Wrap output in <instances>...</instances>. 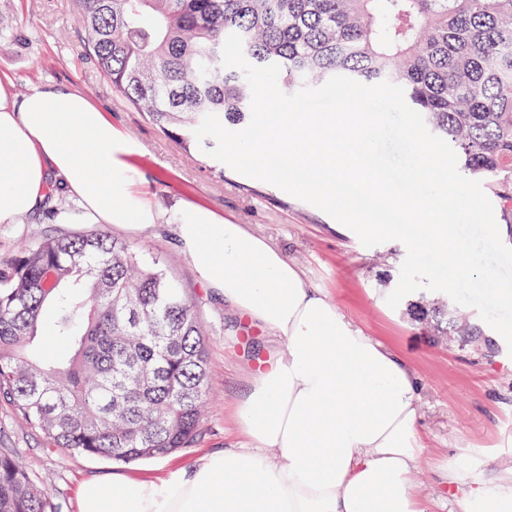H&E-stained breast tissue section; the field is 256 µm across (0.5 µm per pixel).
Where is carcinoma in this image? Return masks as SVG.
Listing matches in <instances>:
<instances>
[{
    "mask_svg": "<svg viewBox=\"0 0 512 512\" xmlns=\"http://www.w3.org/2000/svg\"><path fill=\"white\" fill-rule=\"evenodd\" d=\"M87 50L122 96L198 145L209 113L251 120L242 72L222 66L235 33L255 66H280L293 94L336 75L390 81L455 150L512 229V0H77ZM450 336L482 327L443 313ZM50 325L63 348L45 353ZM209 334L196 302L104 230L57 235L0 257V397L58 448L131 463L194 441ZM0 512H56L0 450Z\"/></svg>",
    "mask_w": 512,
    "mask_h": 512,
    "instance_id": "1",
    "label": "carcinoma"
}]
</instances>
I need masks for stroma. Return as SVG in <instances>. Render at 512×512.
<instances>
[{
	"mask_svg": "<svg viewBox=\"0 0 512 512\" xmlns=\"http://www.w3.org/2000/svg\"><path fill=\"white\" fill-rule=\"evenodd\" d=\"M0 20L6 25L0 32V76L12 78L15 95L55 85L80 90L113 125L140 143L138 166L151 199L162 206L177 199L201 202L231 223L265 237L366 335L414 364L421 380L420 427L429 443L414 473L422 498L438 501L439 512H463L459 497L442 476L441 463H468L491 482L512 465V350L491 328L486 329L482 346H449L447 338L412 315L406 303L394 308L382 303V296L399 280L407 255L402 242L365 247L352 230L333 228L332 217L320 209L216 164L203 150L161 130L126 102L89 59L76 0H0ZM52 200V208L32 223L0 225V256L49 236L82 232V225L63 224L57 217L58 212L74 209V202L60 194ZM109 232L144 254L162 255L182 293L201 298V317L210 332L207 408L189 447L128 464L54 447L19 423L11 406L0 400V448L18 454L63 512H76V490L87 478L162 479L173 466L190 463L204 452L246 447L235 404L247 387L253 353L277 346L260 329L247 328L198 281L174 225H156L144 237L114 226Z\"/></svg>",
	"mask_w": 512,
	"mask_h": 512,
	"instance_id": "35a3bbf8",
	"label": "stroma"
}]
</instances>
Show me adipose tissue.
<instances>
[{"label": "adipose tissue", "instance_id": "ef3b65f1", "mask_svg": "<svg viewBox=\"0 0 512 512\" xmlns=\"http://www.w3.org/2000/svg\"><path fill=\"white\" fill-rule=\"evenodd\" d=\"M138 143L80 91L14 97L0 78V224H24L57 183L88 224L143 233L175 225L199 280L280 342L236 406L245 448L208 453L164 480L98 477L78 512H437L412 478L427 452L411 362L367 336L266 238L208 206H157ZM464 512H512V479L490 486L448 466Z\"/></svg>", "mask_w": 512, "mask_h": 512}]
</instances>
